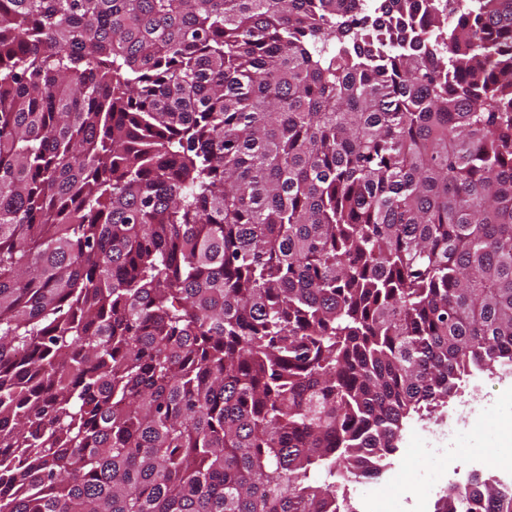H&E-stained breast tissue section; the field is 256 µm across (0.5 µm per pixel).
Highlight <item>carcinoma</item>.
I'll return each mask as SVG.
<instances>
[{"label":"carcinoma","mask_w":512,"mask_h":512,"mask_svg":"<svg viewBox=\"0 0 512 512\" xmlns=\"http://www.w3.org/2000/svg\"><path fill=\"white\" fill-rule=\"evenodd\" d=\"M352 2L0 0V512H355L512 362V0Z\"/></svg>","instance_id":"cac0c4a2"}]
</instances>
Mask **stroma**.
I'll return each mask as SVG.
<instances>
[{"label": "stroma", "mask_w": 512, "mask_h": 512, "mask_svg": "<svg viewBox=\"0 0 512 512\" xmlns=\"http://www.w3.org/2000/svg\"><path fill=\"white\" fill-rule=\"evenodd\" d=\"M473 379L497 405L484 425L458 436L444 463L438 464L422 455L420 430L447 428L455 407L466 397V387H459L447 405L435 412L407 419L398 449L381 476L346 483L345 492L357 512H363L370 498L375 501L374 512H435L437 501L448 489L465 485L473 474L488 477L512 468V462L499 454L500 448L512 444V375L498 364L475 371Z\"/></svg>", "instance_id": "35a3bbf8"}]
</instances>
